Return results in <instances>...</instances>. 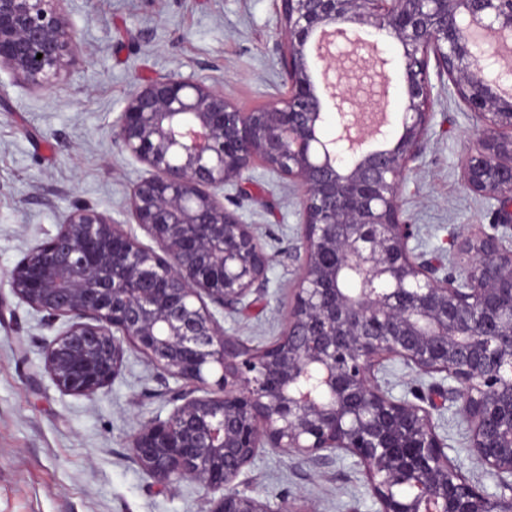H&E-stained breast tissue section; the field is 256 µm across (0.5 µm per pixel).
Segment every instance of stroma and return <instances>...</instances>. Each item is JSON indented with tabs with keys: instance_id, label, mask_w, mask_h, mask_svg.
I'll list each match as a JSON object with an SVG mask.
<instances>
[{
	"instance_id": "35a3bbf8",
	"label": "stroma",
	"mask_w": 512,
	"mask_h": 512,
	"mask_svg": "<svg viewBox=\"0 0 512 512\" xmlns=\"http://www.w3.org/2000/svg\"><path fill=\"white\" fill-rule=\"evenodd\" d=\"M78 53L54 88L41 90L0 68V512H209L210 494L185 481L155 484L129 448L139 424L167 417L177 381L131 350L105 390L93 397L63 393L44 368L49 343L64 328L12 292L8 274L54 235L69 212L85 205L108 214L143 244L151 238L130 212L134 186L149 176L115 137L128 94L168 75L193 76L240 110L283 97L278 0H65ZM433 113L421 156L410 163L398 194L401 218L415 225V245L460 274L463 235L489 228L500 205L463 183L460 160L478 134L476 121L431 74ZM226 208L239 213L272 262L264 295L245 311L220 314L228 331L264 345L284 329L288 295L300 270L301 190L257 165L242 183L226 185ZM393 395L433 398L432 415L448 439V455L487 492L497 490L468 451L469 433L452 404L432 394L438 376L401 361L383 373ZM261 497L314 512H373L363 477L340 455L309 467L266 451L246 470Z\"/></svg>"
}]
</instances>
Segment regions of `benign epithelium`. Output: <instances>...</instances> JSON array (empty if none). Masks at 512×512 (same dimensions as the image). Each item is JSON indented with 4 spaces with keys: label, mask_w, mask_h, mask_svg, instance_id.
Here are the masks:
<instances>
[{
    "label": "benign epithelium",
    "mask_w": 512,
    "mask_h": 512,
    "mask_svg": "<svg viewBox=\"0 0 512 512\" xmlns=\"http://www.w3.org/2000/svg\"><path fill=\"white\" fill-rule=\"evenodd\" d=\"M62 0H0V67L36 88L58 84L77 54ZM286 96L242 112L192 76L134 88L118 125L123 149L151 175L130 209L151 248L111 217L76 207L55 235L10 272L13 294L70 322L48 345L45 370L69 395L91 397L137 349L178 382L167 418L141 423L133 457L157 484H199L210 512H307L252 493L240 475L267 449L316 469L354 459L375 512H512V215L465 236V276L440 278L409 246L397 192L430 126L429 63L482 132L462 158L466 186L512 198V68L480 32L512 42V0H280ZM356 24L400 49L404 101L395 133L361 122L386 93L376 65L356 68L326 48L328 103L310 70L318 31ZM42 58H37V54ZM336 136L323 135L329 114ZM391 136L383 151L351 137ZM302 189L301 273L277 339L252 346L210 311L250 306L270 257L218 191L256 163ZM398 359L449 381L471 456L498 480L490 494L448 456L430 409L396 397L378 373Z\"/></svg>",
    "instance_id": "7a95c632"
}]
</instances>
